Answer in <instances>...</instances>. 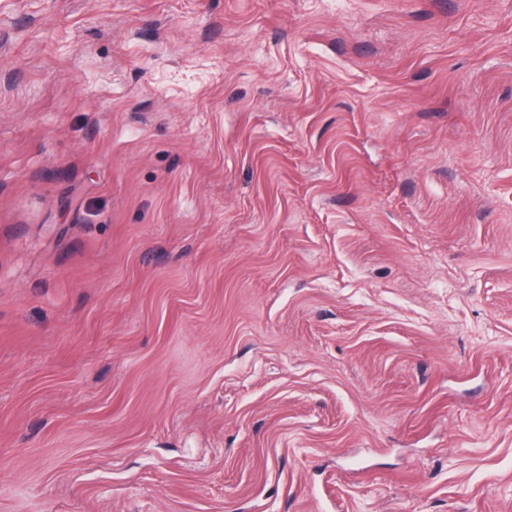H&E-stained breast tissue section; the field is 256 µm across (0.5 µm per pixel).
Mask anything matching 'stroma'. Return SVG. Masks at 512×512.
<instances>
[{
  "instance_id": "35a3bbf8",
  "label": "stroma",
  "mask_w": 512,
  "mask_h": 512,
  "mask_svg": "<svg viewBox=\"0 0 512 512\" xmlns=\"http://www.w3.org/2000/svg\"><path fill=\"white\" fill-rule=\"evenodd\" d=\"M0 512H512V0H0Z\"/></svg>"
}]
</instances>
